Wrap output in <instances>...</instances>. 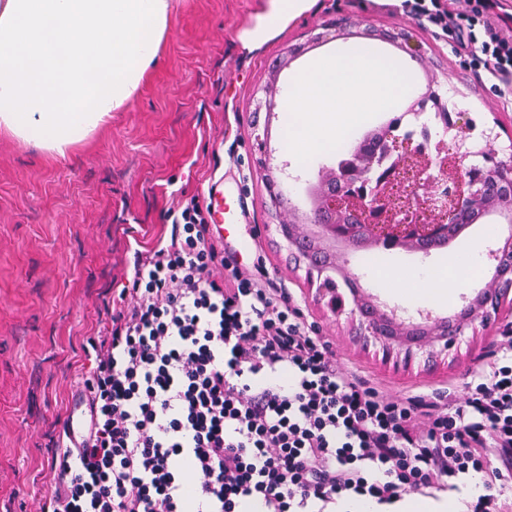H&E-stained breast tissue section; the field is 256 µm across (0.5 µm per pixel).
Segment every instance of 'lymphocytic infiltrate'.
Wrapping results in <instances>:
<instances>
[{
	"label": "lymphocytic infiltrate",
	"mask_w": 512,
	"mask_h": 512,
	"mask_svg": "<svg viewBox=\"0 0 512 512\" xmlns=\"http://www.w3.org/2000/svg\"><path fill=\"white\" fill-rule=\"evenodd\" d=\"M471 69L512 77L507 0H403ZM139 257L105 335L90 338L92 417L52 441L24 512H336L485 475L467 512H512V337L447 402L393 397L343 371L263 266L226 269L198 201Z\"/></svg>",
	"instance_id": "lymphocytic-infiltrate-1"
}]
</instances>
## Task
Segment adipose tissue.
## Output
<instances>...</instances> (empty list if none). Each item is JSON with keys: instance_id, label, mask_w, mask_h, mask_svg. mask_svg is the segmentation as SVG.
Instances as JSON below:
<instances>
[{"instance_id": "obj_1", "label": "adipose tissue", "mask_w": 512, "mask_h": 512, "mask_svg": "<svg viewBox=\"0 0 512 512\" xmlns=\"http://www.w3.org/2000/svg\"><path fill=\"white\" fill-rule=\"evenodd\" d=\"M314 0H265L240 40L252 50ZM175 0H0V132L55 157L126 110L160 55ZM402 95L367 46L307 62L284 85V140L314 157Z\"/></svg>"}]
</instances>
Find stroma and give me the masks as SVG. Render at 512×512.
I'll return each instance as SVG.
<instances>
[{
	"label": "stroma",
	"instance_id": "stroma-1",
	"mask_svg": "<svg viewBox=\"0 0 512 512\" xmlns=\"http://www.w3.org/2000/svg\"><path fill=\"white\" fill-rule=\"evenodd\" d=\"M263 0H181L170 21L157 66L150 70L125 111L77 144L66 158H52L0 134V512H18L23 498L49 478L45 432H58L74 410L90 361L87 341L112 323L115 301L132 270L135 251L149 250L171 225L169 209L204 194L213 181L239 187L244 233L253 237L245 254L225 244L226 255L243 269L264 262L275 287L286 289L307 323L316 326L336 361L387 394L444 401L462 390L470 370L493 358L512 330V311L501 309L486 326L466 331L449 352L417 356L409 365L385 358L379 346L360 336L349 314L323 307L316 284L290 257L276 231L265 186L255 170L260 153L251 134L258 87L285 84L290 67L270 65L285 46L304 42L316 25L350 17L382 29L409 26L415 44L439 65L438 93L449 111L471 121L465 149L469 166L485 154L512 161V104L490 81L470 69L451 41L404 13L393 0H315L310 11L260 48H243L240 35L251 27ZM286 112H276L269 145L277 161L317 180L334 166L329 154L302 163L283 141ZM487 222L452 248L421 257L406 251L374 250L351 257L403 273L419 263L441 269L448 315L483 284L456 270L457 255L471 244L492 248Z\"/></svg>",
	"mask_w": 512,
	"mask_h": 512
}]
</instances>
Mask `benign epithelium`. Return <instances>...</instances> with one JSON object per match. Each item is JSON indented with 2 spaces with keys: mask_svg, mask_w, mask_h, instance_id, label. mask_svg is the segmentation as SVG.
<instances>
[{
  "mask_svg": "<svg viewBox=\"0 0 512 512\" xmlns=\"http://www.w3.org/2000/svg\"><path fill=\"white\" fill-rule=\"evenodd\" d=\"M378 37L406 50L427 74L426 91L420 101L437 97V76L431 63L412 47L409 30H377L361 21L344 20L322 26L303 44L286 51L275 65L281 70L308 49L340 36ZM258 106L272 114L279 93L276 82L261 88ZM467 153L454 156L423 142L393 140L373 129L357 142L350 158L334 166L308 187L310 208L301 214L287 202L285 182L271 174L270 155L257 160L265 186L280 192L274 202L276 224L288 251L302 262L307 273L333 271L353 280L350 313L364 335L380 343L387 353L404 355L409 361L419 352L448 351L464 335L499 313L512 294V235L499 239L489 251L493 262L488 281L453 315L420 319L399 315L360 285L350 268L349 256L357 248L396 247L429 255L448 243L465 217L478 222L495 216L512 224V166L494 155L487 165L466 167Z\"/></svg>",
  "mask_w": 512,
  "mask_h": 512,
  "instance_id": "1",
  "label": "benign epithelium"
}]
</instances>
